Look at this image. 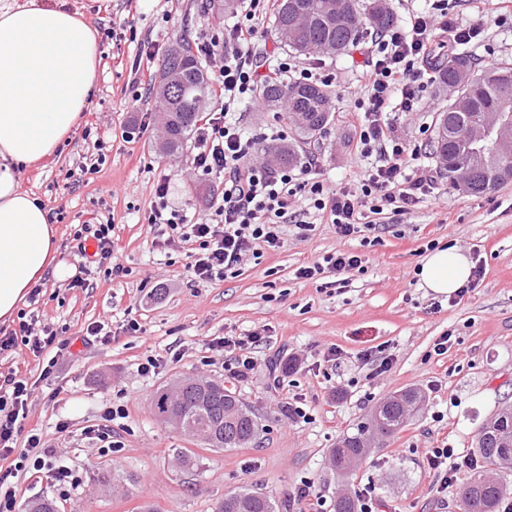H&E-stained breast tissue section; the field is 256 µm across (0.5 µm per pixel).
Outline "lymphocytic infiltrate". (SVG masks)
<instances>
[{"label":"lymphocytic infiltrate","instance_id":"obj_1","mask_svg":"<svg viewBox=\"0 0 512 512\" xmlns=\"http://www.w3.org/2000/svg\"><path fill=\"white\" fill-rule=\"evenodd\" d=\"M269 7L270 0H249L242 21L201 43L211 60L210 78L218 104L198 122L192 169L198 177L223 180L221 199L191 222L170 201L169 176L159 175L154 185L147 221L165 225L168 243L187 248L190 260L184 270L199 284L235 273L247 255L277 251L283 244L285 224L309 230L304 211L296 207L297 197H306L315 210L326 214L337 235L349 237L358 233L366 213L379 214L390 207L405 212L432 196L435 178L419 165L418 146L395 137L384 114L392 107L401 112L418 111L434 33H441L453 48L470 44L483 28L479 22H458L448 11V0H431L428 7L412 10L406 24L398 23L373 35L368 60L359 75L363 96L355 105L363 114L357 147L373 164L361 175L360 190L355 193L318 180L312 159L298 167L274 171L257 164V138L242 133L232 119L234 112L252 99L261 82L279 77L298 81L318 78L312 69L299 66L291 57H277L272 66L262 59L257 20ZM73 237L82 246L94 243L92 262L105 276L125 275V268L112 261L116 243L111 222L76 225ZM363 263L359 254L337 251L300 267L297 274L307 280L333 274L342 287L346 274L362 269ZM256 341L253 335L224 336L206 340L205 346L225 353L231 373L244 378L255 368L251 348ZM21 347L37 356L48 354L51 368L69 354L67 340L57 331L35 334L24 319L15 328L0 329V353ZM35 390L33 382L14 374L0 379V512H17L12 480L20 471L46 472L61 486L76 488L82 483L81 476L58 458L55 449L47 447L42 433L22 435L21 422L28 415ZM425 461L444 488L458 473L478 466L476 457L452 448L428 449Z\"/></svg>","mask_w":512,"mask_h":512}]
</instances>
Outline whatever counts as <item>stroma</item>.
<instances>
[{"label": "stroma", "mask_w": 512, "mask_h": 512, "mask_svg": "<svg viewBox=\"0 0 512 512\" xmlns=\"http://www.w3.org/2000/svg\"><path fill=\"white\" fill-rule=\"evenodd\" d=\"M80 12L97 39V73L76 129L51 158L18 170L21 190L34 194L49 210H62L58 222L62 261L78 273L87 260L73 238L74 225L111 218L118 241L121 277L92 274L90 289L69 288L67 279L47 276L38 306L22 309L37 328L66 329L71 354L50 376H42L46 357L23 349L0 354V374L35 382L23 432L38 428L50 447L83 478L79 488L63 490L47 474L19 473L13 483L18 503L36 497L55 501L59 512H212L231 490L251 489L288 502V512H334L337 495H357L375 486L384 512H461V473L447 493L424 464L428 449L447 446L471 453L478 429L498 404L512 403V182L470 195L449 187L430 150L433 119L448 102L445 88L427 83L419 111L391 112L395 135L419 146L431 166L439 201L424 200L410 211L372 215L373 229L340 237L308 200L313 229L285 227L284 244L275 253L246 257L236 273L207 284L183 274L188 258L181 249L160 247L165 228L147 223L153 185L159 173L170 177V199L188 218H196L222 195L220 181L194 176L192 146L175 157L157 146L159 100L153 91L161 60H140L144 43L160 52L178 38L200 44L219 24L240 20V11L216 20L209 0H40ZM451 12L466 23L481 22L485 39L466 47L478 68L512 67V21L484 14L479 0H451ZM366 44L339 56L298 57L303 67L321 66L329 74L341 108L318 143L301 148L302 158L317 156L318 178L327 186L357 189L370 166L354 149L360 114L351 112L362 91L356 81L366 62ZM249 136L291 139L287 125L262 103L235 114ZM103 140L108 160L99 173L80 168L96 155ZM453 246L480 259L485 274L477 288L457 302L422 288L416 277L430 246ZM336 251L364 255L363 271L352 272L346 287L298 278L300 266ZM137 319L140 333L121 328ZM96 323L115 333L112 342L86 338L83 328ZM259 332L256 360L247 378L233 377L225 358L202 345L208 337ZM449 336L446 353L433 351ZM386 348L393 360L387 372L373 375L364 356ZM160 359L155 375L138 372L145 356ZM301 366L282 371L289 358ZM200 375L220 380L260 418L255 445L215 451L160 425L151 399L175 377ZM417 388L427 407L382 447L373 449L345 477L333 478L328 450L353 432L371 408L390 393ZM122 401L127 418L114 424L120 448L102 456L85 427L97 423L102 408ZM300 402L307 420L289 417L287 403ZM69 428L57 434L58 421ZM192 450L199 465L179 471L176 453ZM107 469L133 476L130 491L103 488L95 475ZM310 486L308 500L298 488Z\"/></svg>", "instance_id": "stroma-1"}]
</instances>
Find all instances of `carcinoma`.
I'll return each mask as SVG.
<instances>
[{"instance_id":"carcinoma-1","label":"carcinoma","mask_w":512,"mask_h":512,"mask_svg":"<svg viewBox=\"0 0 512 512\" xmlns=\"http://www.w3.org/2000/svg\"><path fill=\"white\" fill-rule=\"evenodd\" d=\"M272 8L277 38L297 54H321L323 48L329 47L332 54L343 55L368 34L383 31L396 22L387 0H273ZM433 70L441 86L454 88L470 98L467 111L457 112L449 104L434 117L432 155L448 174L450 188L455 190L454 173L471 154L467 132L497 111L501 89L512 88V67H492L476 73L473 59L457 53L446 58L436 56ZM156 91L167 117L166 154L174 156L183 150L212 93L202 52L183 38L172 42L162 59ZM257 92L265 109L275 113L293 132V143L270 147L272 159L282 165L296 162V147L317 140L334 120L336 104L324 83L266 81ZM495 166L499 171L497 177L492 179L479 169L460 191L484 194L511 180L512 148L495 161ZM152 404L161 425H167L168 417L177 414L183 419L180 432L214 449L246 448L260 433L257 414L224 387L203 388L189 383L182 397L174 400L164 385L154 393ZM424 404L425 396L415 389L384 398L376 407L375 417L361 423L356 432L344 435L330 449L331 471L348 472L353 462L369 453V443L395 436L409 416ZM473 454L495 470L512 472L511 404L502 406L481 427ZM508 494L507 483L488 479L478 471L461 492L462 512H499ZM214 512H279V505L271 495L242 489L226 493L217 501Z\"/></svg>"}]
</instances>
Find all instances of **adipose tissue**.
Segmentation results:
<instances>
[{
	"instance_id": "ef3b65f1",
	"label": "adipose tissue",
	"mask_w": 512,
	"mask_h": 512,
	"mask_svg": "<svg viewBox=\"0 0 512 512\" xmlns=\"http://www.w3.org/2000/svg\"><path fill=\"white\" fill-rule=\"evenodd\" d=\"M78 12L0 0V319L11 320L49 269H63L49 210L20 191L17 169L52 156L77 126L98 66ZM472 262L460 249L428 252L417 272L437 295L457 292Z\"/></svg>"
}]
</instances>
